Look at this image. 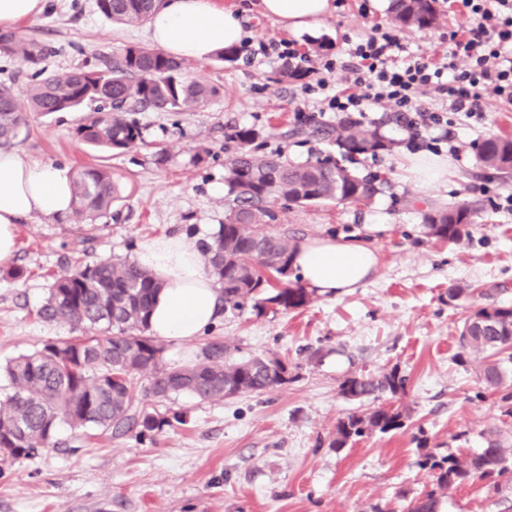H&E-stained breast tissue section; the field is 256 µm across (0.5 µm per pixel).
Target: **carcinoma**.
<instances>
[{
    "label": "carcinoma",
    "mask_w": 512,
    "mask_h": 512,
    "mask_svg": "<svg viewBox=\"0 0 512 512\" xmlns=\"http://www.w3.org/2000/svg\"><path fill=\"white\" fill-rule=\"evenodd\" d=\"M161 0H97L100 12L114 22L146 21ZM436 0H393L391 18L403 28H429L440 20ZM48 48L13 31H0V56L31 69L25 99L12 85L0 84V145H8L29 125L31 115L83 112L75 128L81 141L120 155L144 142L132 112L149 107L161 112L194 111L217 94L214 86L184 79L182 62L158 48L128 45L97 65L45 74L40 64ZM331 140L338 153L293 164L280 153H259L252 129L224 135V224L203 245L206 273L219 286L224 311L252 306L296 310L311 302L309 291L289 280L299 242L263 229L278 219L279 208L313 204H369L379 193L377 181L349 167L355 157L386 149L377 129L346 118L331 129H301ZM478 162L499 173L512 172V137L497 136L478 147ZM72 218L88 223L108 214L119 199V186L108 166L77 171L72 181ZM476 205L458 202L424 215L428 235L458 244L469 237ZM282 286L267 290L268 275ZM161 281L128 259L77 258L53 278L38 317L82 330L55 339L0 364L6 379L0 394V462L12 465L58 447L56 433L66 425L89 435L145 436L184 422L175 411L158 418L135 404L134 379L148 380L147 394L166 400L189 394L201 401L240 394H263L288 383V363L276 356L232 357L223 340H208L196 362L181 367L161 364L163 346L150 333V315ZM459 363L478 369L485 387L498 394L501 412L512 417V307L490 306L463 321ZM407 378L398 367L377 376L351 375L340 385L349 400L372 399L376 405L339 419L329 447L341 449L374 433L404 428L411 415L401 403ZM387 398L386 403L380 399ZM484 447L473 454L439 456L417 439L418 466L430 473L432 488L409 501L407 512H436L449 490L475 480L512 481V439L499 429L483 433Z\"/></svg>",
    "instance_id": "carcinoma-1"
}]
</instances>
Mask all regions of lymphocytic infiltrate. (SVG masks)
Listing matches in <instances>:
<instances>
[{
    "label": "lymphocytic infiltrate",
    "instance_id": "obj_1",
    "mask_svg": "<svg viewBox=\"0 0 512 512\" xmlns=\"http://www.w3.org/2000/svg\"><path fill=\"white\" fill-rule=\"evenodd\" d=\"M467 23L448 36V52L441 62L422 58L402 60V45L395 34L377 31L357 44L348 69L354 92L329 96L335 112L363 111L386 103L400 112L409 138L425 139L452 126L461 112L482 119L487 93L512 102V0H454ZM436 89L448 98L442 112H421L417 95Z\"/></svg>",
    "mask_w": 512,
    "mask_h": 512
}]
</instances>
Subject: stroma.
I'll list each match as a JSON object with an SVG mask.
<instances>
[{"label": "stroma", "mask_w": 512, "mask_h": 512, "mask_svg": "<svg viewBox=\"0 0 512 512\" xmlns=\"http://www.w3.org/2000/svg\"><path fill=\"white\" fill-rule=\"evenodd\" d=\"M245 16L247 53L236 62L189 59L188 79L220 93L193 112L143 109L135 118L142 146L107 159L74 137L81 112L31 117L12 143L32 161L77 170L106 161L121 185L110 214L95 223L71 217H34L17 226L13 265L26 276L0 277V362L69 337L68 326L37 315L54 274L71 257L135 258L155 237L190 233L209 241L224 221V136L235 128L257 133L262 152L302 163L329 150L327 141L303 136L313 125L336 126L340 114L325 110L310 88L319 80L349 87L343 63L376 28L394 29L389 11L374 0H332L333 10L314 29L292 32L262 17L258 0H215ZM431 28L396 29L408 53L442 57L448 32L461 19L437 0ZM16 31L49 49L47 72L98 62L125 46L150 45L147 23L120 24L99 11L96 0H47L44 13L19 22ZM329 49H318L321 39ZM294 43L305 75L283 78L275 49ZM334 62L326 70V62ZM485 118L456 114L451 142L409 145L394 108H366L360 122L379 128L389 147L359 156L361 174L385 183L367 207L353 204L294 206L281 210L268 232L299 242L332 239L370 248L377 265L370 279L347 294H313L301 309L257 313L246 308L218 318L189 341L164 340L162 361L180 367L197 360L207 338L222 337L234 358L274 354L288 364L290 380L262 395L201 401L179 395L158 401L137 379L135 397L147 412H184L176 424L140 437L76 436L59 427L58 448L0 472V512H404L431 484L417 465V436L439 455L482 448V433L497 427L512 434L496 394L473 368L457 363L459 327L472 310L512 306V212L498 208L499 193L512 191V176L482 168L476 148L500 134L512 135V103L484 100ZM209 155L195 163L198 147ZM167 148L160 164L155 153ZM463 200L480 209L462 243L429 237L427 210ZM473 287L450 305L448 289ZM399 367L408 377L403 402L411 419L401 430L366 436L346 448H330L337 421L360 410L339 393L353 374L378 375ZM439 512H512V489L489 491L475 481L452 491Z\"/></svg>", "instance_id": "35a3bbf8"}]
</instances>
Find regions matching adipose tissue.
<instances>
[{"instance_id": "ef3b65f1", "label": "adipose tissue", "mask_w": 512, "mask_h": 512, "mask_svg": "<svg viewBox=\"0 0 512 512\" xmlns=\"http://www.w3.org/2000/svg\"><path fill=\"white\" fill-rule=\"evenodd\" d=\"M259 12L284 28L315 27L330 10V0H260ZM151 41L177 59L203 60L238 43L240 16L214 0H167L149 21ZM68 167L27 161L17 151L0 149V264L15 253V229L33 216L56 218L72 210ZM139 266L162 281L150 317V330L163 339L190 340L217 318L221 297L205 273L194 238L163 235L136 253ZM377 263L364 246L333 240L300 245L294 259L305 286L320 294H339L359 287Z\"/></svg>"}]
</instances>
